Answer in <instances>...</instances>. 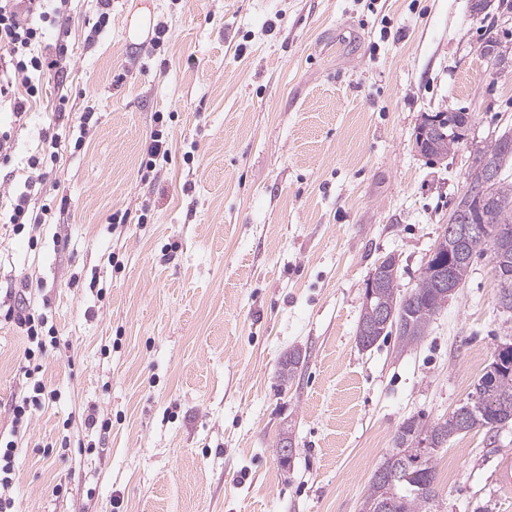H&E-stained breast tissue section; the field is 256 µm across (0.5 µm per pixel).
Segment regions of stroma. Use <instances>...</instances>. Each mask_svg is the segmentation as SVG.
<instances>
[{"label":"stroma","instance_id":"35a3bbf8","mask_svg":"<svg viewBox=\"0 0 512 512\" xmlns=\"http://www.w3.org/2000/svg\"><path fill=\"white\" fill-rule=\"evenodd\" d=\"M100 12L70 0L67 74L44 77L23 127L0 106V200L39 176L50 206L21 234L0 223V289L56 335L48 394L16 429L26 341L0 322L16 512H360L398 425L467 403L512 343L485 245L417 346L356 342L376 265L395 256L413 288L471 147L512 131V66L481 54L512 48V0L479 17L469 0H111L96 34ZM140 14L166 26L165 54L130 37ZM460 108L469 145L418 154L423 114ZM45 131L58 159L30 169ZM154 132L171 156L150 172ZM294 348L306 359L283 387ZM508 452L512 425L449 439L431 512H512Z\"/></svg>","mask_w":512,"mask_h":512}]
</instances>
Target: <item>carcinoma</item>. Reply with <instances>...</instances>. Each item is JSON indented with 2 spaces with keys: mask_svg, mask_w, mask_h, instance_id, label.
<instances>
[{
  "mask_svg": "<svg viewBox=\"0 0 512 512\" xmlns=\"http://www.w3.org/2000/svg\"><path fill=\"white\" fill-rule=\"evenodd\" d=\"M471 113L460 116L459 129L445 132L437 137L432 155L444 157L460 144L468 126ZM467 185L479 184L483 179L484 164L494 162L500 168L512 161V152L502 150L501 138L491 139L470 155ZM481 220L485 224L505 227L497 237L474 236L466 245L468 254L473 255L483 245L489 247L492 269L498 281L497 303L503 312L512 314V177L499 176L498 180L484 190ZM373 289L371 305L362 306L358 326L377 320L376 307L381 305L393 312L385 335L396 334L400 349L412 348L427 336L436 316L432 311L436 299V276L433 267L425 265L418 282L410 295H403L398 289L397 269L382 266L374 269L368 280ZM303 363L301 350L294 349L281 362L280 378L291 383ZM490 386L492 399L487 402L473 401L466 416L453 411L448 417L426 425L420 420L408 418L397 428L394 448L373 474L364 503L371 504L368 512H430L429 506L436 496V469L434 458L420 460L400 454L399 448L408 440L418 436L450 438L472 430L499 431L512 423V352L501 359L498 366L490 369L479 379L476 388Z\"/></svg>",
  "mask_w": 512,
  "mask_h": 512,
  "instance_id": "obj_1",
  "label": "carcinoma"
}]
</instances>
